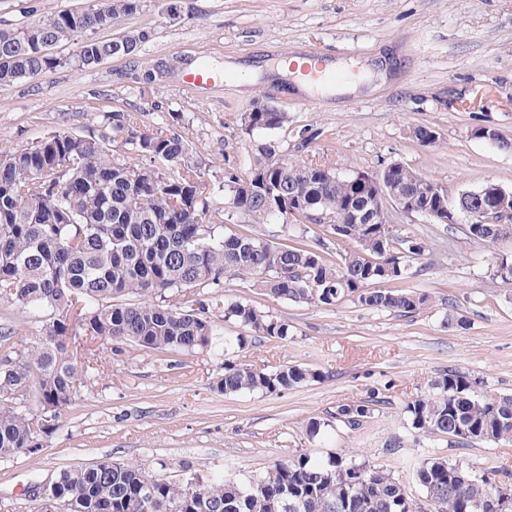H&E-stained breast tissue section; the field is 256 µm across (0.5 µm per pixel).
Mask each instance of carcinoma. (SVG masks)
I'll use <instances>...</instances> for the list:
<instances>
[{
  "label": "carcinoma",
  "instance_id": "cac0c4a2",
  "mask_svg": "<svg viewBox=\"0 0 512 512\" xmlns=\"http://www.w3.org/2000/svg\"><path fill=\"white\" fill-rule=\"evenodd\" d=\"M141 8L142 0H101L94 13L64 11L34 26L0 30V85L93 66L112 53V41L86 38L72 56L44 54L41 43L71 41ZM241 121L247 134H267L286 115L254 104ZM101 127L98 136L55 132L0 153V300L29 316H49L40 344L13 345L0 357V460L41 450L76 401L83 371L69 345L78 336L161 353L206 352L224 360L213 389L226 396L278 393L317 379L318 372L298 365L265 372L227 358L247 336L224 335L215 312L257 336L286 340L291 331L287 320L250 300L224 299L226 275L297 304L334 306L352 298L371 309L414 314L429 301L397 286L406 265L425 256L426 244L396 233L388 210L355 176L289 161L268 139L246 176L226 172L209 190L180 135L160 128L144 133L136 117L120 111L105 115ZM109 141L122 142L141 162L110 156ZM383 174L418 207L437 203L404 165L391 163ZM366 211L372 223H351ZM323 213L341 219L328 231L353 244L335 261L304 241L290 242L295 228L288 219L319 226ZM241 214L255 223L280 218L279 233L218 234L215 218L231 224ZM467 234L480 246L500 241L496 224H469ZM187 290L201 296L193 309L173 300ZM433 389L407 403L411 430L460 445L512 440L511 395L481 396L476 380L452 369ZM25 395L35 397L38 413L22 405ZM372 404H341L336 419L357 427ZM413 480L432 512H495L489 494L495 484L512 482V472L489 475L433 456L414 468ZM265 500L279 504L276 512H422L386 469L307 454L246 479L221 473L176 483L156 476L149 485L138 466L105 458L58 471L45 494L30 499L29 512H265Z\"/></svg>",
  "mask_w": 512,
  "mask_h": 512
}]
</instances>
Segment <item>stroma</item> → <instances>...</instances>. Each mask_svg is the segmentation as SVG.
Here are the masks:
<instances>
[{"mask_svg": "<svg viewBox=\"0 0 512 512\" xmlns=\"http://www.w3.org/2000/svg\"><path fill=\"white\" fill-rule=\"evenodd\" d=\"M144 0L97 30L102 40L150 34L136 54L86 69H59L0 85V151L26 148L61 131L99 132L104 114L135 115L141 129L182 135L208 179L246 174L259 136L242 112L262 99L285 112L273 132L287 159L341 176L375 174L400 163L438 183L449 200L494 183L512 191V149L479 138L491 127L512 141V0ZM96 0H0V30L77 11ZM321 52L359 76L356 92L311 96L273 69L284 56ZM387 58L388 72L375 66ZM209 64L223 83H192L193 65ZM166 66L163 78L144 74ZM435 131L423 145L414 132ZM399 232L428 251L407 288L427 305L400 316L344 300L332 307L294 304L229 277L224 295L246 297L287 319L293 336L252 337L235 358L266 372L299 365L318 380L278 395L224 396L211 383L224 364L211 355L159 354L127 344L78 338L71 349L91 371L59 429L42 450L0 461V512H28L29 487L64 468L109 457L179 481L191 472L236 476L265 471L302 453L338 454L381 466L421 498L412 469L430 455L478 470L512 471V443L458 447L440 435L415 437L404 408L455 369L481 393L512 394V286L495 279L496 257L512 239L473 244L462 224H434L392 213ZM382 397L357 430L336 419L338 405ZM331 420L308 438L310 419ZM407 445L390 454L392 437Z\"/></svg>", "mask_w": 512, "mask_h": 512, "instance_id": "stroma-1", "label": "stroma"}]
</instances>
